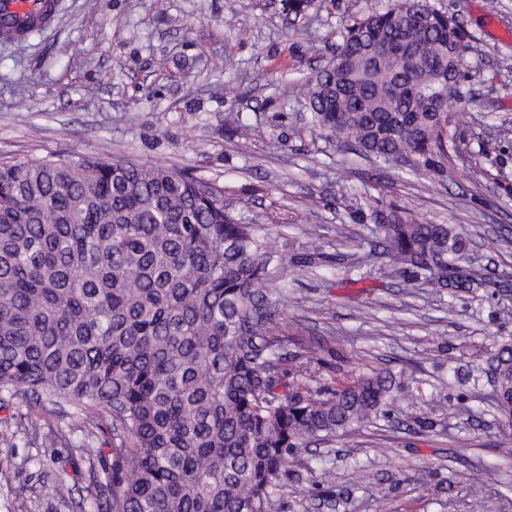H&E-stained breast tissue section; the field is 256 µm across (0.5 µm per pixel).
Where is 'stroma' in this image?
Returning <instances> with one entry per match:
<instances>
[{"label":"stroma","mask_w":512,"mask_h":512,"mask_svg":"<svg viewBox=\"0 0 512 512\" xmlns=\"http://www.w3.org/2000/svg\"><path fill=\"white\" fill-rule=\"evenodd\" d=\"M392 0H57L43 30L0 40V158L96 156L188 170L224 188L238 214L295 239L288 329L337 371H390L411 388L386 416L314 447L280 512H512V436L489 368L512 337V0H431L469 44L449 151L426 177L376 167L315 131L303 85L343 25ZM250 125L249 137L235 131ZM395 204L467 241L470 288L387 274L339 287L336 265L373 250L375 208ZM317 226L320 262L300 255ZM0 408V512H84L89 476ZM65 475L67 501L53 484ZM28 479L25 499L10 488Z\"/></svg>","instance_id":"35a3bbf8"}]
</instances>
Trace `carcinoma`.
<instances>
[{"instance_id": "obj_1", "label": "carcinoma", "mask_w": 512, "mask_h": 512, "mask_svg": "<svg viewBox=\"0 0 512 512\" xmlns=\"http://www.w3.org/2000/svg\"><path fill=\"white\" fill-rule=\"evenodd\" d=\"M306 83L314 128L417 176L447 155L469 49L454 14L395 0L344 26ZM405 55L364 60L380 42ZM388 266L444 287L466 262L447 224L375 210ZM285 233L248 224L223 189L129 160H0V402L77 418L112 460L87 455L90 512H277L288 459L385 413L388 371L330 375L284 326ZM373 259L336 268V284ZM497 407L512 428V339L494 345ZM86 447L57 426L43 448Z\"/></svg>"}]
</instances>
